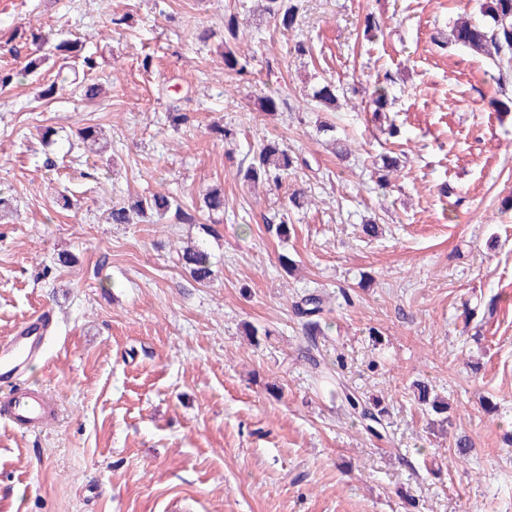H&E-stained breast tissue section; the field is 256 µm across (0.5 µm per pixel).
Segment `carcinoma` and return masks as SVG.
I'll return each instance as SVG.
<instances>
[{
	"mask_svg": "<svg viewBox=\"0 0 512 512\" xmlns=\"http://www.w3.org/2000/svg\"><path fill=\"white\" fill-rule=\"evenodd\" d=\"M258 10L269 16L276 26L286 32L296 28L299 8L294 0H258ZM478 20L461 19L455 22L448 35V43L462 46L476 56L491 60L498 68L512 67V0H480ZM241 22L238 13H224V70L229 74L239 75L247 67V61H241L230 48L233 40L239 39ZM312 101L326 112L336 111L338 94L336 84L325 80L318 84L312 94ZM372 112L388 110L392 104L389 88L384 84L375 86L368 100ZM382 165L377 167L379 176L376 182L378 189L385 190L392 185L391 175L398 171L399 160L388 155L380 156ZM308 166L305 158L292 153L288 146L276 140L260 144L258 152L243 173V180L249 184L277 183L298 167ZM224 190L212 188L202 196L201 209L207 212L224 211ZM173 214L179 224H197L199 219L196 211L184 208L178 200L166 192H155L148 196L112 205L109 220L113 224H133L140 219L157 217L165 218ZM181 262L189 275L199 283L209 281L214 275L210 257L199 247H187L181 254ZM413 395L421 405H428L437 419L430 425L444 426L448 423V403L430 398V388L424 381L413 383ZM344 400L352 411V415L366 423V430L380 435L378 426L384 421L385 410L376 403L364 401L350 390L343 391Z\"/></svg>",
	"mask_w": 512,
	"mask_h": 512,
	"instance_id": "1",
	"label": "carcinoma"
}]
</instances>
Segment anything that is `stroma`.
<instances>
[{
  "label": "stroma",
  "mask_w": 512,
  "mask_h": 512,
  "mask_svg": "<svg viewBox=\"0 0 512 512\" xmlns=\"http://www.w3.org/2000/svg\"><path fill=\"white\" fill-rule=\"evenodd\" d=\"M235 2L0 0V198L14 210L0 337L51 318L24 378L58 405L39 432L0 421V512H512V111L492 104L512 99V71L448 43L477 0H300L290 33L246 0L250 72L230 76ZM387 74L383 120L367 101ZM324 78L348 99L333 113L305 98ZM267 94L278 114L257 109ZM87 125L104 152L82 151ZM276 138L306 166L249 188L241 168ZM386 152L402 164L384 192L372 162ZM212 185L226 207L198 224L107 218L164 190L189 208ZM296 189L308 207L289 209ZM189 242L210 253V281L184 271ZM308 294L323 300L312 342L294 310ZM418 379L447 399V432L430 429ZM340 382L386 407L382 437L346 412ZM241 32V22L238 13L234 10L224 13V70L229 74L240 75L247 67V58H242V62L230 48L231 40H238Z\"/></svg>",
  "instance_id": "obj_1"
}]
</instances>
